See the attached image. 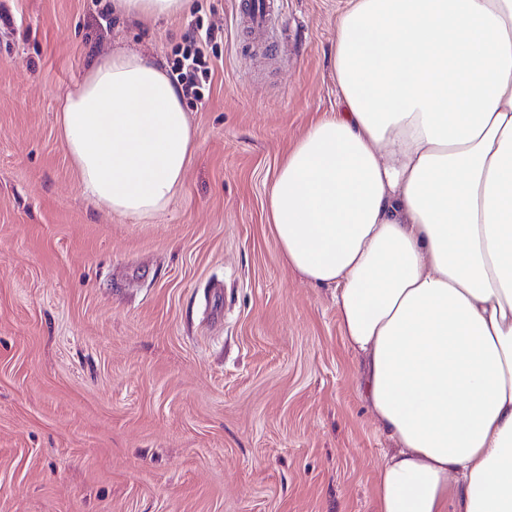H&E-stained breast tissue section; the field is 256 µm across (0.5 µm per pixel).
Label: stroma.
I'll return each mask as SVG.
<instances>
[{"label":"stroma","mask_w":512,"mask_h":512,"mask_svg":"<svg viewBox=\"0 0 512 512\" xmlns=\"http://www.w3.org/2000/svg\"><path fill=\"white\" fill-rule=\"evenodd\" d=\"M190 0L144 26L112 0H0V512H375L390 448L330 289L288 268L264 207L279 163L337 109L346 0ZM217 36L197 147L165 212L91 202L59 132L118 49L170 67ZM246 23L250 36L258 42H265V36L269 29L271 16L266 12L265 2H250L247 8Z\"/></svg>","instance_id":"stroma-1"}]
</instances>
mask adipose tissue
<instances>
[{
    "label": "adipose tissue",
    "mask_w": 512,
    "mask_h": 512,
    "mask_svg": "<svg viewBox=\"0 0 512 512\" xmlns=\"http://www.w3.org/2000/svg\"><path fill=\"white\" fill-rule=\"evenodd\" d=\"M189 0H113L144 24ZM336 114L267 192L284 262L332 289L364 401L393 443L376 512H512V0H349ZM84 194L164 211L196 147L183 94L132 50L67 93Z\"/></svg>",
    "instance_id": "obj_1"
}]
</instances>
